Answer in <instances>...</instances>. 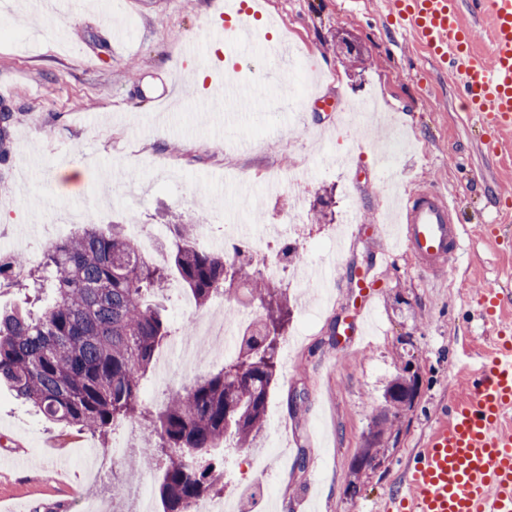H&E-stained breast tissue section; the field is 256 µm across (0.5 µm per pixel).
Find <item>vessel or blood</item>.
I'll return each mask as SVG.
<instances>
[{"label":"vessel or blood","mask_w":512,"mask_h":512,"mask_svg":"<svg viewBox=\"0 0 512 512\" xmlns=\"http://www.w3.org/2000/svg\"><path fill=\"white\" fill-rule=\"evenodd\" d=\"M416 42L455 74L472 111L493 134L512 131V0H392ZM489 18V55L472 50L464 12ZM403 244L427 275L462 255L454 207L434 191L402 200ZM463 402L430 430L400 501L406 512H512V343L492 348L467 376Z\"/></svg>","instance_id":"vessel-or-blood-1"}]
</instances>
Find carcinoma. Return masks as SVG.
<instances>
[{
  "label": "carcinoma",
  "mask_w": 512,
  "mask_h": 512,
  "mask_svg": "<svg viewBox=\"0 0 512 512\" xmlns=\"http://www.w3.org/2000/svg\"><path fill=\"white\" fill-rule=\"evenodd\" d=\"M197 225H172L169 265L146 258L122 224H89L48 245L38 272L26 258L0 262V287L24 283L37 310L0 312V381L49 421L101 438L136 416L142 381L155 350L171 337L161 315L169 281H180L197 306L216 294L260 303L259 322L243 330L236 357L224 368L172 393L152 419L149 468L162 472L153 489L163 512H194L228 477L227 449L249 448L262 428L276 375L278 344L288 325L286 297L259 273L249 249L224 256L199 248ZM417 389L402 376L384 398L392 417Z\"/></svg>",
  "instance_id": "1"
}]
</instances>
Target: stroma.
Returning <instances> with one entry per match:
<instances>
[{
	"instance_id": "stroma-1",
	"label": "stroma",
	"mask_w": 512,
	"mask_h": 512,
	"mask_svg": "<svg viewBox=\"0 0 512 512\" xmlns=\"http://www.w3.org/2000/svg\"><path fill=\"white\" fill-rule=\"evenodd\" d=\"M224 0H62L59 12L43 0H17L0 15V88L5 109V160L0 161V257L24 256L38 264L54 241L88 224L168 225L180 218L209 219L206 248L234 246L229 229L278 223L293 195L303 200L300 262L318 266L336 247L334 228L348 224L342 267L325 286V310L310 317L289 301L286 334L305 326L290 358H279L268 411L288 421L282 457L252 465L251 476L271 473L255 492L261 512H398L395 498L413 454L450 399L463 398L466 369L498 332L512 331V133L499 149L458 95L451 74L441 73L396 16L390 0H259L275 27L255 38L249 62L225 70L227 78L255 85V109L235 125L197 109L190 73L213 72L209 26ZM120 41L107 46L112 21ZM295 31L307 65L320 80L317 97L298 91L295 105L283 93L289 73H273L268 37ZM355 43L364 61L350 66L342 40ZM98 62H90V55ZM374 100L386 115L363 140L339 125L337 114ZM350 155L338 170L333 155ZM84 168L76 186L60 173ZM280 174L304 169L294 192L268 194L264 168ZM445 193L463 226L460 262L424 277L391 238L361 233L378 224L390 187ZM328 218L317 222V198ZM379 254L381 284L372 310L375 329L355 343L337 342L338 316L357 322L353 262ZM503 302L483 316L484 287ZM196 306L177 283L167 290L172 337L143 380L141 414L132 426L149 433L151 416L172 390L217 372L222 361L187 365L181 345L195 318L214 312ZM419 376L418 396L402 411L397 437L383 465L353 475L352 465L385 410L388 383L405 368ZM300 395L296 412L288 399ZM97 437L46 422L0 386V503L14 512H87L97 495L114 498L120 512L131 479L153 481L148 457L120 460L117 475L94 485L77 450ZM359 491L350 494L349 482Z\"/></svg>"
}]
</instances>
